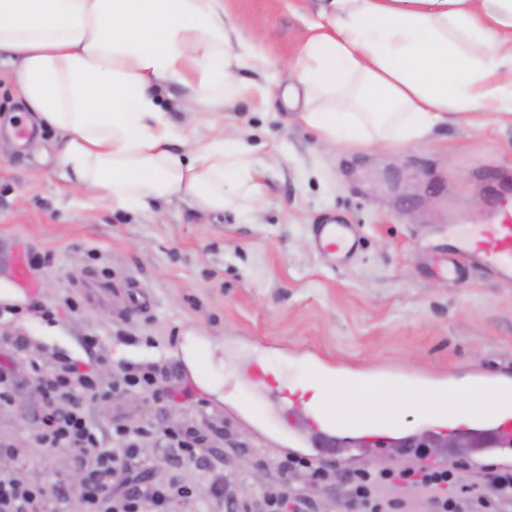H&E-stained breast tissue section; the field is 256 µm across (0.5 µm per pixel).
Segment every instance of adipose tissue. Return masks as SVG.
I'll return each instance as SVG.
<instances>
[{
    "label": "adipose tissue",
    "mask_w": 512,
    "mask_h": 512,
    "mask_svg": "<svg viewBox=\"0 0 512 512\" xmlns=\"http://www.w3.org/2000/svg\"><path fill=\"white\" fill-rule=\"evenodd\" d=\"M224 0H0V69L37 122L59 134L58 160L113 209L192 198L236 210L260 200L264 161L235 131L199 142L158 103L159 86L233 103L266 59ZM292 99L324 142H420L491 106L512 112V0H317ZM353 402L403 419L421 396L357 384Z\"/></svg>",
    "instance_id": "ef3b65f1"
}]
</instances>
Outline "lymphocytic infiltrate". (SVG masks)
Instances as JSON below:
<instances>
[{
    "instance_id": "obj_1",
    "label": "lymphocytic infiltrate",
    "mask_w": 512,
    "mask_h": 512,
    "mask_svg": "<svg viewBox=\"0 0 512 512\" xmlns=\"http://www.w3.org/2000/svg\"><path fill=\"white\" fill-rule=\"evenodd\" d=\"M79 356H60L38 379L41 399L53 414L39 435L49 448L71 450L85 463V483L80 494L88 512H169L176 503L192 499L190 488L154 481L134 484L121 497H113L115 482L136 463L146 438L175 449L179 462L203 464L205 437L195 426L171 427L158 435L148 428L115 423L103 434L89 422L88 404H106L120 393L137 389L152 391L156 366L126 363L121 376L103 382L99 367L105 358L96 337L82 342ZM458 464L422 465L402 470L366 467L349 475L345 500L354 512H405L403 501L381 497L380 487L402 484L430 491L431 512H505L512 506V468L491 467L485 471L484 487L477 495L462 496ZM48 492L0 473V512H47Z\"/></svg>"
}]
</instances>
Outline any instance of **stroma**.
Listing matches in <instances>:
<instances>
[{"label":"stroma","instance_id":"obj_1","mask_svg":"<svg viewBox=\"0 0 512 512\" xmlns=\"http://www.w3.org/2000/svg\"><path fill=\"white\" fill-rule=\"evenodd\" d=\"M313 4L224 0L247 44L273 63L270 107L244 99L198 115L201 133L229 126L258 146L265 193L248 214L187 198L113 211L67 180L57 131L30 121L14 77L0 73V143L8 147L0 154V343L27 342L13 360L12 401L0 406V441L16 450L13 474L66 486L55 512L85 508L57 469V451L38 439L36 371L79 355L86 336L98 337L107 357L102 377L151 361L161 389H190L164 407L132 390L89 409L100 429L116 418L156 433L200 427L209 467L171 463L149 439L140 450L137 479L175 478L196 493L179 512H199L218 477L247 502L287 483L311 493L316 512H341L342 486L314 490L282 471L302 449L255 378L298 384L318 366L434 389L512 385V286L475 269L457 282L439 279L421 239L430 224L487 223L495 193L512 180V123L454 117L416 144L324 143L281 98ZM20 126L32 132L27 142L12 134ZM333 215L360 229V250L346 266L313 245L311 225ZM25 250L46 259L29 270L32 291L12 280L14 257ZM93 281L132 295L135 307L91 303L85 288ZM70 299L77 309H68ZM190 338L202 355L192 365L182 352ZM255 465L267 472L265 485L255 484Z\"/></svg>","mask_w":512,"mask_h":512}]
</instances>
